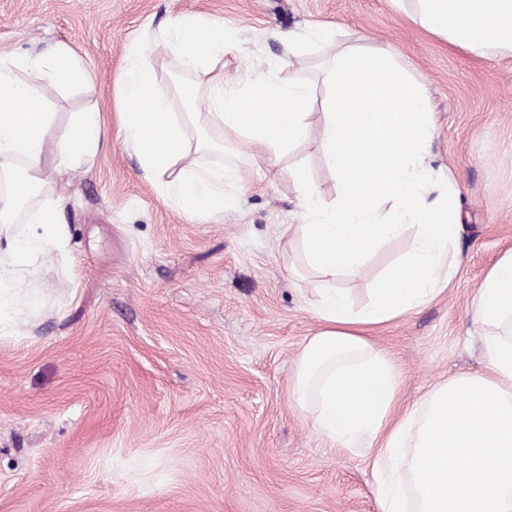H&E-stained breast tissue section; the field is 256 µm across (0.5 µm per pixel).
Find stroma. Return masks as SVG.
Here are the masks:
<instances>
[{"mask_svg": "<svg viewBox=\"0 0 512 512\" xmlns=\"http://www.w3.org/2000/svg\"><path fill=\"white\" fill-rule=\"evenodd\" d=\"M184 12L238 30L241 51L215 70L226 81L264 70L306 82L314 133L330 89L316 58L286 65L288 34L330 29L340 46L387 50L407 67L463 222L444 290L365 335L397 365L402 412L482 369L474 293L512 250V55L450 44L394 0H0V55L64 43L85 63V89L44 88L59 133L90 108L108 126L101 152L41 195L68 242L31 268L40 305L0 333V512H380L368 456L320 436L290 395L319 327L303 294L312 280L290 277L284 256L282 228L301 218L294 169L325 202L337 195L313 141L271 177L240 163L235 207L207 217L166 202L122 143L128 51ZM413 245L405 232L342 281L354 308Z\"/></svg>", "mask_w": 512, "mask_h": 512, "instance_id": "obj_1", "label": "stroma"}]
</instances>
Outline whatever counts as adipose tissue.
Returning a JSON list of instances; mask_svg holds the SVG:
<instances>
[{
	"instance_id": "1",
	"label": "adipose tissue",
	"mask_w": 512,
	"mask_h": 512,
	"mask_svg": "<svg viewBox=\"0 0 512 512\" xmlns=\"http://www.w3.org/2000/svg\"><path fill=\"white\" fill-rule=\"evenodd\" d=\"M428 30L481 55L512 53V0H412ZM186 73L168 87L157 74L154 44ZM236 31L193 14L145 31L129 50L117 92L125 146L161 196L194 216L230 207L232 165L185 164L189 151L244 157L274 172L292 146L315 138L338 187L324 203L305 168H296L302 220L284 226L292 272L309 270L310 306L322 322L295 361L290 385L297 409L316 432L343 448H366L381 512H512V250L486 274L473 302L482 327L486 371L441 383L404 414L388 352L360 334L432 300L449 281L448 245L461 222L456 190L426 163L433 138L423 91L387 51L348 47L326 53L331 92L318 135H311L308 87L256 72L229 84L214 73L239 52ZM88 83L66 44L43 53L0 57V321L38 293L24 287L34 256L61 250L66 229L39 197L50 175L72 170L105 144L101 115L79 112L66 135L44 85ZM205 111H192L198 99ZM415 229L412 254L354 310L338 281L356 278L386 241Z\"/></svg>"
}]
</instances>
